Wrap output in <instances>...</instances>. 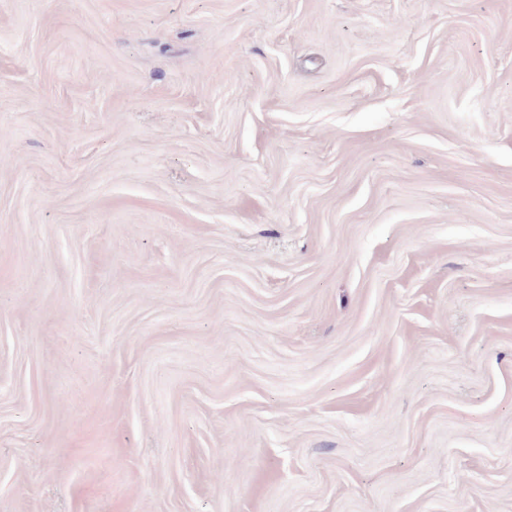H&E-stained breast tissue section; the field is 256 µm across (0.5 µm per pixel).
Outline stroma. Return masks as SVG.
Masks as SVG:
<instances>
[{
  "label": "stroma",
  "instance_id": "stroma-1",
  "mask_svg": "<svg viewBox=\"0 0 512 512\" xmlns=\"http://www.w3.org/2000/svg\"><path fill=\"white\" fill-rule=\"evenodd\" d=\"M0 512H512V0H0Z\"/></svg>",
  "mask_w": 512,
  "mask_h": 512
}]
</instances>
